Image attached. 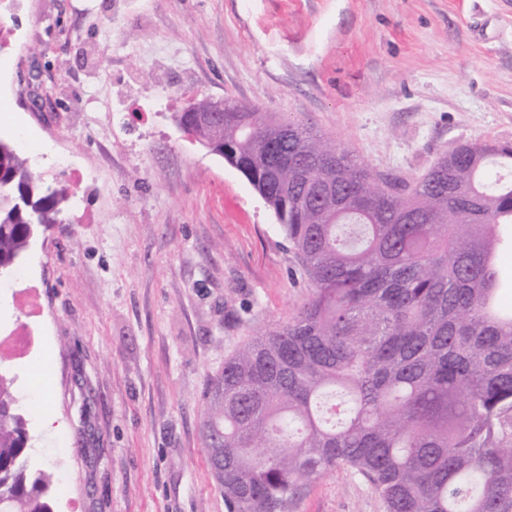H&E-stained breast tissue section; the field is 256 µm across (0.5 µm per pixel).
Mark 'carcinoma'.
<instances>
[{
    "label": "carcinoma",
    "instance_id": "1",
    "mask_svg": "<svg viewBox=\"0 0 512 512\" xmlns=\"http://www.w3.org/2000/svg\"><path fill=\"white\" fill-rule=\"evenodd\" d=\"M224 101V144L312 288L299 312L224 359L203 425L227 512H288L334 470L385 512H512V142L461 141L390 180L300 124ZM0 277L64 221L74 191L0 138ZM0 373V512H51L54 475ZM224 457V471L216 460Z\"/></svg>",
    "mask_w": 512,
    "mask_h": 512
}]
</instances>
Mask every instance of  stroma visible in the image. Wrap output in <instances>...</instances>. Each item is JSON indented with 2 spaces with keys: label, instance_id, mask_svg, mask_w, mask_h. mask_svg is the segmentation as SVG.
<instances>
[{
  "label": "stroma",
  "instance_id": "1",
  "mask_svg": "<svg viewBox=\"0 0 512 512\" xmlns=\"http://www.w3.org/2000/svg\"><path fill=\"white\" fill-rule=\"evenodd\" d=\"M0 24V138L79 199L0 291V337L52 359L39 401L31 360L0 351L53 512H226L207 387L310 288L261 196L175 113L234 100L416 180L455 142H512V0H0ZM291 512L384 507L337 470Z\"/></svg>",
  "mask_w": 512,
  "mask_h": 512
}]
</instances>
